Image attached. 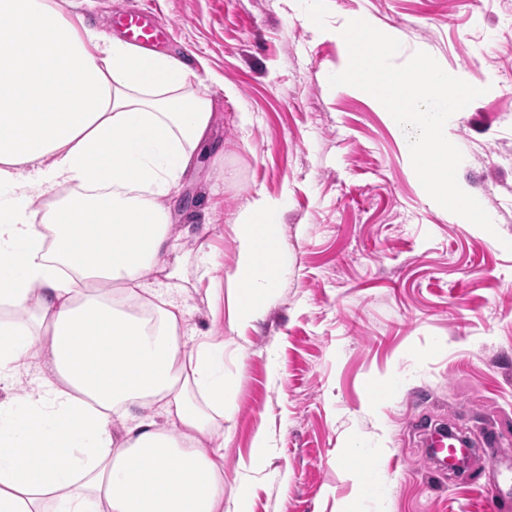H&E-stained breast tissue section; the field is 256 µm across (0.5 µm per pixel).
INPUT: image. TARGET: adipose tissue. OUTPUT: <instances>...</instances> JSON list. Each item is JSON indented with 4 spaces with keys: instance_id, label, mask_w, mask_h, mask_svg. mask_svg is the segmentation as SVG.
I'll return each instance as SVG.
<instances>
[{
    "instance_id": "ef3b65f1",
    "label": "adipose tissue",
    "mask_w": 512,
    "mask_h": 512,
    "mask_svg": "<svg viewBox=\"0 0 512 512\" xmlns=\"http://www.w3.org/2000/svg\"><path fill=\"white\" fill-rule=\"evenodd\" d=\"M191 75L55 0H0V512H224V455L204 449L224 345L184 348L187 258L163 203L211 134ZM283 207L236 217L232 325L285 274ZM148 274L149 315L116 303Z\"/></svg>"
}]
</instances>
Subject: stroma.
<instances>
[{"label": "stroma", "instance_id": "obj_1", "mask_svg": "<svg viewBox=\"0 0 512 512\" xmlns=\"http://www.w3.org/2000/svg\"><path fill=\"white\" fill-rule=\"evenodd\" d=\"M171 32L160 53L190 64L212 98L214 149L167 198L184 252L185 338L224 344V504L256 433L269 448L247 512H485L488 462L512 457V0H72L97 29L133 7ZM368 16L484 95L454 114L461 188L488 233L438 206L389 118L357 88L330 86L347 21ZM286 196L285 277L254 325L230 324L233 224L259 196ZM194 197L184 210V197ZM422 401H411L414 392ZM461 426L479 452L434 478L413 419ZM502 449L483 447L488 425ZM384 470L362 490L360 462Z\"/></svg>", "mask_w": 512, "mask_h": 512}]
</instances>
